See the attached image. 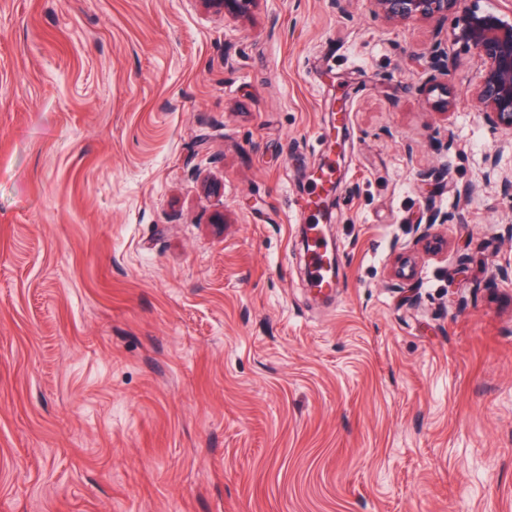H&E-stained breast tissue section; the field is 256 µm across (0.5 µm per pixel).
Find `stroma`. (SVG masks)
I'll return each mask as SVG.
<instances>
[{
    "instance_id": "1",
    "label": "stroma",
    "mask_w": 512,
    "mask_h": 512,
    "mask_svg": "<svg viewBox=\"0 0 512 512\" xmlns=\"http://www.w3.org/2000/svg\"><path fill=\"white\" fill-rule=\"evenodd\" d=\"M454 27L0 0V512H512V147ZM330 163L329 159L326 160L325 165L321 168L320 175L317 177L318 181L315 183V189L306 203V209L309 214L305 215V213H301L302 217H309L312 220L321 210L324 196L327 195L330 190L334 189L336 170L330 167ZM446 221V216L442 215L438 210H431L429 215V224L412 226L410 228V233L414 234V242L417 249L421 250L423 253L431 254L439 250L446 249L448 247V241L440 238L433 239L429 237L427 234L428 229L433 224H443ZM311 229L313 233V237L311 239V270H310V280L316 285L317 288L322 291L331 294L335 292V288L337 287L336 279L333 277L332 273L327 268V265L324 260L325 248L322 246L321 237L318 234V226H314Z\"/></svg>"
}]
</instances>
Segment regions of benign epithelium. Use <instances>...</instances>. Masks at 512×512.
Here are the masks:
<instances>
[{
  "label": "benign epithelium",
  "mask_w": 512,
  "mask_h": 512,
  "mask_svg": "<svg viewBox=\"0 0 512 512\" xmlns=\"http://www.w3.org/2000/svg\"><path fill=\"white\" fill-rule=\"evenodd\" d=\"M216 14L241 17L248 14L259 0H200ZM389 21L423 20L439 23L448 13L457 14L458 38L469 43L483 60V73L476 85L474 102L479 116L512 137V24L490 14H482L466 5L467 0H371ZM488 177L500 181L502 192L512 198V173L498 169L497 157L488 159ZM446 216L433 210L429 223L413 226L417 249L426 254L448 248V241L431 238L427 231L442 224Z\"/></svg>",
  "instance_id": "benign-epithelium-1"
}]
</instances>
